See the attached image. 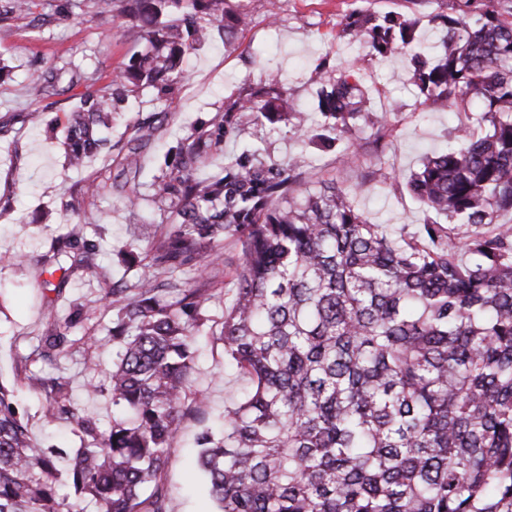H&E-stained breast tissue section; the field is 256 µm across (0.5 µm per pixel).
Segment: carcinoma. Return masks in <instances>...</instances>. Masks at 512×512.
Masks as SVG:
<instances>
[{
  "label": "carcinoma",
  "mask_w": 512,
  "mask_h": 512,
  "mask_svg": "<svg viewBox=\"0 0 512 512\" xmlns=\"http://www.w3.org/2000/svg\"><path fill=\"white\" fill-rule=\"evenodd\" d=\"M226 0H97L142 32L109 90L83 94L62 127L70 166L112 150L105 131L121 104L145 89L162 99L182 78L184 57L213 36L232 44L245 12ZM422 47L417 23L398 13L351 14L345 31L382 58L414 51V83L446 110L484 108L456 129V145L425 157L400 179L429 215L420 236L395 239L369 223L358 188L306 180L305 158L287 163L245 147L222 171H198L244 118L285 127L322 152L361 124L382 138L351 66L317 72L319 133L278 70L257 90L224 103L193 129L154 179L155 200L174 223L148 243L153 269L117 284L116 349L109 373L112 421L105 429L69 397L60 376L37 378L46 418L76 425L81 447L66 467L34 443L13 387L0 384V512H172L165 475L171 445L198 396L191 392L197 336L209 330L250 388L224 409L219 436H198V467L217 512H512V20L486 10L474 24L440 17ZM166 118L133 124L139 145ZM239 246L223 255L224 241ZM90 252L86 223L56 238L58 262ZM224 265L228 282L190 283L186 268ZM233 302L219 331L208 304ZM67 484L70 495L59 494Z\"/></svg>",
  "instance_id": "cac0c4a2"
}]
</instances>
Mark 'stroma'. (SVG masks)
<instances>
[{
    "label": "stroma",
    "instance_id": "35a3bbf8",
    "mask_svg": "<svg viewBox=\"0 0 512 512\" xmlns=\"http://www.w3.org/2000/svg\"><path fill=\"white\" fill-rule=\"evenodd\" d=\"M242 4L252 24L239 32L236 47L225 50L220 37L185 57L183 79L166 101H156L152 90L129 99L108 133L115 147L83 168L66 163L58 138L49 124H64L81 95L108 87L112 72L141 44L135 31L119 20L97 14L90 0H32L25 19L0 18V252L18 259L0 265V382L17 386L19 400L32 437L63 453L80 447L78 432L44 418L45 396L28 374L53 373L68 381L72 399L91 411L100 424L112 418L106 373L114 350L108 339L112 305L102 301L103 290L135 279L141 267L126 268L119 252L128 239V226L139 220L163 232L172 223L153 197L151 183L169 150L178 146L201 119L223 111L227 99L243 89L264 83L267 66H280L289 93L315 112L319 89L317 66L321 61L354 64L365 78L376 111L386 113L388 125L382 138L371 127L357 132L363 147L355 162L342 166L336 153H321L286 132L260 129L245 123L242 137L257 143L274 160L311 158L309 181L336 180L359 186V207L370 223L382 225L391 236L418 232L425 214L403 188L382 186L380 168L402 173L416 170L425 154L452 146L456 128L479 111H442L423 103L412 79L408 55L372 56L367 47L342 31L344 18L354 12L380 16L397 12L418 18L422 39L429 40L439 25L438 15L449 14L473 21L485 9L511 7L512 0H228ZM54 72L56 87L39 101H32L28 84L33 72ZM154 112L167 118L156 140L140 150L142 169L130 177L124 157L136 147L132 125L137 117ZM96 193L84 195L86 184ZM141 195L137 214H130L124 196L130 187ZM85 219L99 242L94 258L99 279L73 273H54L43 280L38 261L51 242ZM84 308L81 324L43 360L41 336L56 332L73 306ZM200 357L193 388L204 394L199 409L186 415L171 448L165 476L175 512H213L215 504L205 489V475L197 466L198 434L217 425L224 407L237 399L243 381L224 363V350L208 337L200 339ZM94 354L97 367L84 364Z\"/></svg>",
    "mask_w": 512,
    "mask_h": 512
}]
</instances>
